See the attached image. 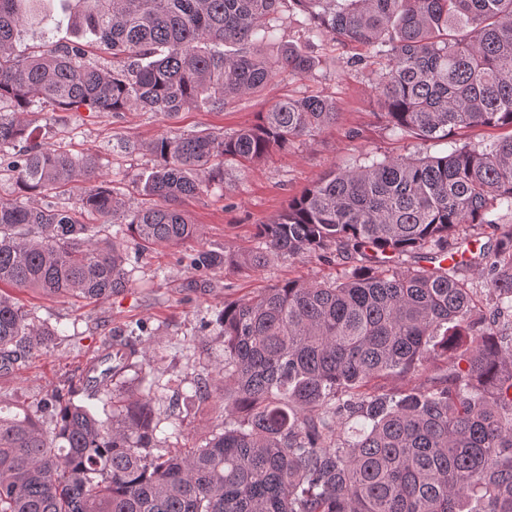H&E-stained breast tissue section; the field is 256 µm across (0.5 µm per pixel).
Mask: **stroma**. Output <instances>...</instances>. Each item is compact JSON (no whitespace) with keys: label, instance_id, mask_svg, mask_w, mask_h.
Returning <instances> with one entry per match:
<instances>
[{"label":"stroma","instance_id":"obj_1","mask_svg":"<svg viewBox=\"0 0 512 512\" xmlns=\"http://www.w3.org/2000/svg\"><path fill=\"white\" fill-rule=\"evenodd\" d=\"M325 55L327 77L277 81L261 93L231 101L221 112L185 110L176 114L102 112L81 107L52 111L31 107L29 119L42 127L47 146H64L91 156L104 184H115L130 206H137L133 182L152 166L144 143L204 129L233 132L256 123L260 113L284 98L321 95L336 103L339 119L319 135L296 139L261 162L230 163L224 180L208 192L183 198L179 207L199 225V240L161 253L131 251L135 280L123 293L91 305L66 298H47L33 290L19 291L20 303L31 309L43 327L54 330L53 346L39 356L0 372V400L32 406L46 393L78 387L87 359L102 350L103 339L136 342L137 323L148 327L153 346L150 370L159 379L154 405L163 416L168 450L191 446L224 420L219 397L188 398L185 384L214 372L223 358V343L209 330L225 303L254 294L286 279L333 280L342 266L325 265L311 256L278 260L253 273L214 271L203 275L185 262L186 254L205 248L244 251L258 246L256 227L283 213L289 201L332 171L353 166L363 157L444 156L452 144L481 146L502 137L499 129L474 127L442 140H420L394 133L380 116L375 83L377 65H353L351 49L328 43L310 46ZM210 343L209 354L194 352L196 340Z\"/></svg>","mask_w":512,"mask_h":512}]
</instances>
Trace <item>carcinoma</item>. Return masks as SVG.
Segmentation results:
<instances>
[{"mask_svg":"<svg viewBox=\"0 0 512 512\" xmlns=\"http://www.w3.org/2000/svg\"><path fill=\"white\" fill-rule=\"evenodd\" d=\"M31 2L0 0V167L30 195L0 199V364L43 353L53 335L12 291L122 293L133 270L112 225L143 251L195 241L181 198L224 179V162L262 160L338 117L325 96L288 98L231 134L160 136L135 180L150 202L131 209L93 184V158L39 140L27 120L35 104L220 112L276 80L312 77L321 60L294 46L262 52L286 4L304 17L305 40L361 46L381 65L392 131L512 130V0H68L65 19L85 42L22 58V30L54 20ZM92 44L111 51L112 68L88 59ZM79 182L73 209L35 200ZM501 207L512 212V134L442 157H365L257 225L255 250L194 251L201 274L303 255L345 270L224 304V366L194 386L196 397H224V422L187 452L153 453L147 351L135 343L112 353V380L134 372V393L95 389L100 408L57 391L33 412L0 405V512H512V338L496 331L512 329V224ZM466 225L487 243L449 264ZM406 254L415 265L401 266ZM474 268L483 298L466 278ZM435 365L418 388L378 390Z\"/></svg>","mask_w":512,"mask_h":512,"instance_id":"carcinoma-1","label":"carcinoma"}]
</instances>
